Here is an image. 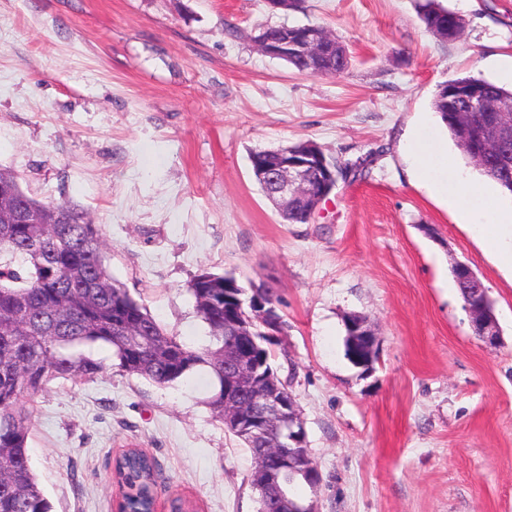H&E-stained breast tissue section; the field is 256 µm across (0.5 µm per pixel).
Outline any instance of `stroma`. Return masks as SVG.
<instances>
[{"label":"stroma","instance_id":"obj_1","mask_svg":"<svg viewBox=\"0 0 512 512\" xmlns=\"http://www.w3.org/2000/svg\"><path fill=\"white\" fill-rule=\"evenodd\" d=\"M0 0V167L32 196L82 205L113 278L170 335L207 345L188 291L201 271L265 286L286 323L273 369L305 421L318 512H512V282L451 210L410 176L414 129L470 162L432 107L460 76L497 79L512 56V0ZM267 23L314 24L352 60L310 76L262 53ZM298 143L328 161L372 155L307 224L282 223L250 154ZM468 264L499 335L477 336L458 290ZM379 332L373 369L344 355L346 317ZM93 379L56 380L31 402L28 449L52 512H111L112 460L154 458L158 510L257 512L250 454L206 404L203 371L161 387L109 350ZM435 2V0H426L423 6L421 14L426 29L443 39L455 40L457 31L464 28L463 19Z\"/></svg>","mask_w":512,"mask_h":512}]
</instances>
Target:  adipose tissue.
Listing matches in <instances>:
<instances>
[{"mask_svg":"<svg viewBox=\"0 0 512 512\" xmlns=\"http://www.w3.org/2000/svg\"><path fill=\"white\" fill-rule=\"evenodd\" d=\"M407 149L419 183L458 211L484 253L512 279V210L477 186L465 170L452 167L446 147L426 144L416 136Z\"/></svg>","mask_w":512,"mask_h":512,"instance_id":"1","label":"adipose tissue"}]
</instances>
